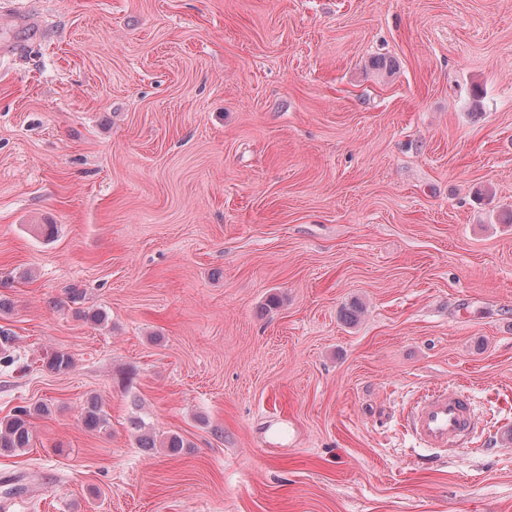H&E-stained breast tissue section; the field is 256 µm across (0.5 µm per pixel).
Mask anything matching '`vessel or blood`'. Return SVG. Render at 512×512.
<instances>
[{"label":"vessel or blood","instance_id":"b4317fda","mask_svg":"<svg viewBox=\"0 0 512 512\" xmlns=\"http://www.w3.org/2000/svg\"><path fill=\"white\" fill-rule=\"evenodd\" d=\"M408 426L433 448L467 446L475 432L468 396L442 387L429 390L414 404Z\"/></svg>","mask_w":512,"mask_h":512}]
</instances>
